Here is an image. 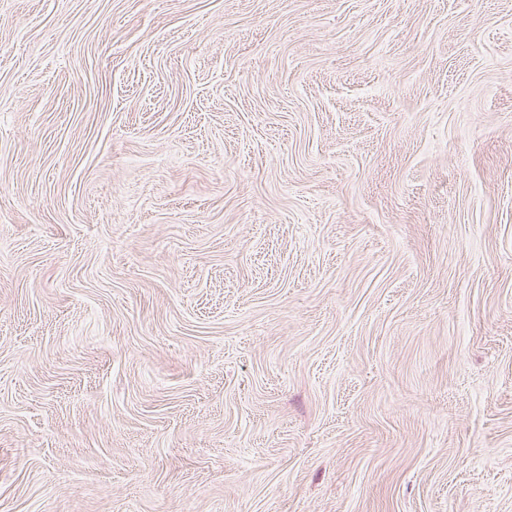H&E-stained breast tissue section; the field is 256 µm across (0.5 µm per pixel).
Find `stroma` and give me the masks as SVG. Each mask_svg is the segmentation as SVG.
I'll list each match as a JSON object with an SVG mask.
<instances>
[{
    "mask_svg": "<svg viewBox=\"0 0 512 512\" xmlns=\"http://www.w3.org/2000/svg\"><path fill=\"white\" fill-rule=\"evenodd\" d=\"M0 512H512V0H0Z\"/></svg>",
    "mask_w": 512,
    "mask_h": 512,
    "instance_id": "stroma-1",
    "label": "stroma"
}]
</instances>
